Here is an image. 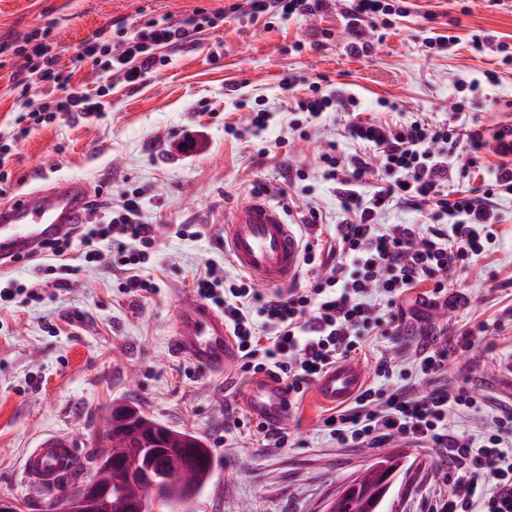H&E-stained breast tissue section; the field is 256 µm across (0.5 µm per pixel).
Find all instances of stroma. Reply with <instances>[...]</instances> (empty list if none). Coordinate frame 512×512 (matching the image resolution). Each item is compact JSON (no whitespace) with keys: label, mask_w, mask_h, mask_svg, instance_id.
<instances>
[{"label":"stroma","mask_w":512,"mask_h":512,"mask_svg":"<svg viewBox=\"0 0 512 512\" xmlns=\"http://www.w3.org/2000/svg\"><path fill=\"white\" fill-rule=\"evenodd\" d=\"M231 2L0 0V43L47 30L65 60L105 26L164 16L179 21L196 12L216 19L197 40L162 52L161 63L134 85L85 62L74 80L102 90L99 116L87 122L61 116L39 125L9 161L0 204L81 179L91 192H111L116 201L139 192L140 218L157 228L143 270L158 284L151 294L121 292L123 272L105 265L89 267L64 287L44 275L36 257L0 272L1 280H19L39 295L0 308V496L18 502L21 512H50L53 504L26 478L33 449L59 435L71 438L81 454L90 453L115 402L194 431L211 448V479L181 512H240L245 504L253 512H318L377 454L338 447L323 425L328 407L310 389L291 401L282 426L286 447L268 445L256 429L234 426L233 416L245 414L238 399L248 377L236 361L227 371H213L173 353L178 306L194 296L195 279L206 269L236 274L224 248V215L255 185L271 187L268 201L284 208L291 223H300L306 206L316 207L323 222L311 233L321 248L334 245L344 214L320 157L332 149L344 158L364 147L347 136L350 114L313 118L300 111L311 82L356 93L362 121L433 123L452 116L458 84L492 69L498 83L486 86L463 121L512 126V65H502L500 54L480 56L469 47L470 33L479 29L512 47V0L500 6L492 0H410L408 16L397 18L365 58L345 53L346 33L336 14L289 21L224 15ZM430 13L441 23L456 20L454 55L425 47ZM323 28L331 39L313 46V33ZM22 65L12 52L0 53V138H9L24 111L15 79ZM288 73L299 80L284 90L280 80ZM261 110L274 119L257 136L251 120ZM294 119L302 121L306 137L292 130ZM193 128L202 131L203 150L191 157L173 150L172 141ZM282 139L288 148H279ZM299 169L307 181L295 180ZM280 188L288 189L289 199L277 196ZM498 209V237L488 252L464 270H449L436 304H419L416 293L407 294L403 307L417 309V317L406 319L400 335L370 337L353 354L368 385L386 390L404 381L419 394L465 388L483 399L481 411L462 409L451 417L456 430L477 440L493 429L502 408L512 406V196L500 198ZM182 224L203 233L180 237ZM482 324L486 336L464 346L463 333ZM426 348L447 352L442 375L420 371L418 355ZM383 361L391 377L381 376ZM387 445L416 466L410 482L395 488L399 512H430L448 494V459L402 437Z\"/></svg>","instance_id":"35a3bbf8"}]
</instances>
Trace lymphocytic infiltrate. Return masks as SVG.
<instances>
[{"mask_svg":"<svg viewBox=\"0 0 512 512\" xmlns=\"http://www.w3.org/2000/svg\"><path fill=\"white\" fill-rule=\"evenodd\" d=\"M332 9L343 20L345 51L353 57L373 52L370 30L390 27L409 11L406 0H235L230 6L234 13H275L288 19ZM210 24L207 16L178 22L153 19L116 41L103 28L82 44L67 69L53 45L24 37L14 48L24 60L21 84L41 87L44 101L28 112V126L0 144V183L7 181L9 159L31 128L49 122L57 112L77 121L97 115V95L73 81L85 60L134 83L156 68L158 50L183 47ZM348 133L373 147L383 173L395 179L367 185L371 168L363 156L345 162L335 153L322 154L326 179L338 184L344 218L335 228L337 246L326 257H319L312 243L303 245L305 265L323 268L321 277L309 287L285 293L258 292L249 278L239 275L221 279L209 272L196 279L199 296L224 314L242 372L278 377L296 395L337 360L360 350L382 325L400 330L406 317L401 301L418 285L430 282L435 293H442L450 268L485 252L495 235L497 201L512 195V127L489 135L482 129L421 120L394 127L354 122ZM489 152L499 159L490 169L484 166ZM475 167L486 170L478 187L449 191V181ZM398 208L427 213L429 221L380 223L381 214ZM139 212V197L131 193L110 205L103 223L85 224L83 260L90 264L109 256L112 267L125 273L121 288L149 293L156 284L142 275L141 266L155 243L156 228L141 223ZM380 300L385 303L381 309L376 306ZM480 406L466 389L415 395L406 385L383 394L367 388L336 409L324 425L344 448H381L386 440L402 436L444 451L452 462L448 482L453 490L433 512H512V407L502 409L495 430L479 445L450 425L453 410Z\"/></svg>","mask_w":512,"mask_h":512,"instance_id":"f902f5d3","label":"lymphocytic infiltrate"}]
</instances>
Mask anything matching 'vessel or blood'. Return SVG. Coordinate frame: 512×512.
I'll return each instance as SVG.
<instances>
[{
	"mask_svg": "<svg viewBox=\"0 0 512 512\" xmlns=\"http://www.w3.org/2000/svg\"><path fill=\"white\" fill-rule=\"evenodd\" d=\"M89 186L78 179L58 187L36 190L0 206V270L17 259L37 253L41 244L71 233L87 219ZM224 246L235 266L262 286L291 281L298 271L301 244L297 225L263 197L252 195L236 204L224 220ZM176 354L215 369L223 368L235 348L224 317L205 303L185 299L177 313L172 342ZM366 372L360 363L342 360L315 381V394L329 405L342 404L363 387ZM288 386L269 375L255 377L243 404L250 416L264 424H282L288 414ZM77 451L70 442L50 437L27 460L30 480L53 490L74 470Z\"/></svg>",
	"mask_w": 512,
	"mask_h": 512,
	"instance_id": "1",
	"label": "vessel or blood"
}]
</instances>
